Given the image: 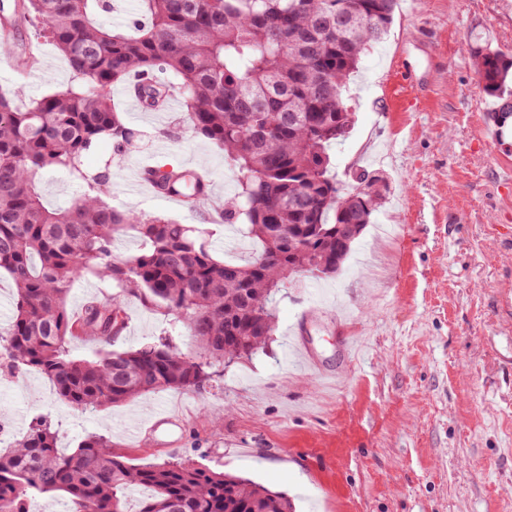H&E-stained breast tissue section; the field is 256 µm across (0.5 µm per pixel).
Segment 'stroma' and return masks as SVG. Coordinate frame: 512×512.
<instances>
[{"label":"stroma","instance_id":"stroma-1","mask_svg":"<svg viewBox=\"0 0 512 512\" xmlns=\"http://www.w3.org/2000/svg\"><path fill=\"white\" fill-rule=\"evenodd\" d=\"M26 35L52 67L19 75L0 45V92L27 100L70 70L41 25ZM478 44L512 50V0H398L343 92L353 124L329 149L343 185L378 178L372 222L340 272L285 282L262 349L204 388L83 413L40 375L0 370V430L14 439L46 416L59 447L101 435L130 464H203L285 493L295 512H512V125L494 138ZM111 98L134 145L119 156L101 140L83 158L107 171L109 203L203 228L216 258L250 260L246 226L209 219L237 191L223 151L183 111H133L117 85ZM186 163L215 182L206 207L130 188L143 165ZM124 307L114 350L167 335L160 312ZM300 327L333 384L299 362ZM162 412L179 419L169 445L150 430Z\"/></svg>","mask_w":512,"mask_h":512}]
</instances>
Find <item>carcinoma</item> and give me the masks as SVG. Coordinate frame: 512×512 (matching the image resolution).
I'll return each instance as SVG.
<instances>
[{
    "mask_svg": "<svg viewBox=\"0 0 512 512\" xmlns=\"http://www.w3.org/2000/svg\"><path fill=\"white\" fill-rule=\"evenodd\" d=\"M396 0H137L129 25L104 20L110 0H23L66 57L73 79L25 108L0 94V270L16 304L0 326L9 370L42 375L77 411L108 408L160 391L195 390L272 335L273 296L292 275L338 273L367 225L376 198L350 202L330 170L328 149L349 132L353 115L342 93L362 56L387 32ZM498 127L512 118V51L472 49ZM162 65L180 80L192 132L224 151L238 191L224 201V222L240 220L259 244L244 264L214 258L204 232L188 224L117 208L108 181L90 176L82 158L101 138L113 151L133 133L112 106V86ZM62 169L84 192L49 209L39 180ZM165 189L183 172L159 167ZM149 243L141 254H114L118 237ZM92 274L183 325L200 345L192 354L174 335L114 351L125 329L122 301L88 304L72 315L73 280ZM96 345L94 357L74 342ZM150 495L135 512H293L282 492L182 462L136 467L112 442L88 435L71 452L58 447L53 424L38 418L0 449V512H26L32 492L59 495L68 512H129L126 493Z\"/></svg>",
    "mask_w": 512,
    "mask_h": 512,
    "instance_id": "1",
    "label": "carcinoma"
}]
</instances>
